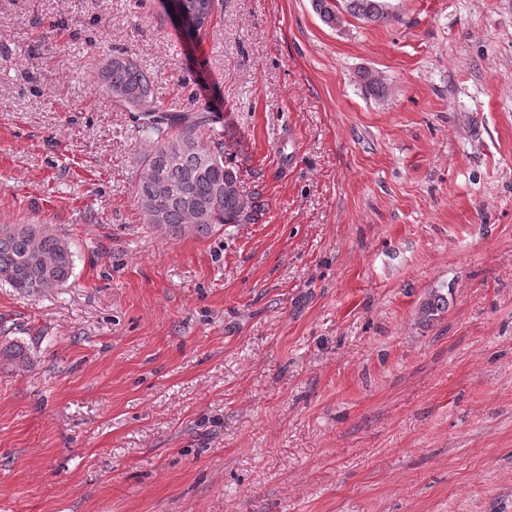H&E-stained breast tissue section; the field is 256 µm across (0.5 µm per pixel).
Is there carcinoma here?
Here are the masks:
<instances>
[{"label":"carcinoma","mask_w":512,"mask_h":512,"mask_svg":"<svg viewBox=\"0 0 512 512\" xmlns=\"http://www.w3.org/2000/svg\"><path fill=\"white\" fill-rule=\"evenodd\" d=\"M321 20L336 28L350 15L386 22L388 0H313ZM173 7L202 30L213 0H174ZM98 81L116 105L132 114L149 146L139 158L136 202L146 223L173 238L205 237L224 226L256 224L265 211L261 194L245 195L239 172L224 162L223 133L208 112H169L153 94V77L124 52L103 60ZM72 243L48 224H0V279L20 294H43L72 277ZM447 299L430 295L421 310L431 320ZM0 355L19 369L28 357L14 342L0 344Z\"/></svg>","instance_id":"obj_1"}]
</instances>
